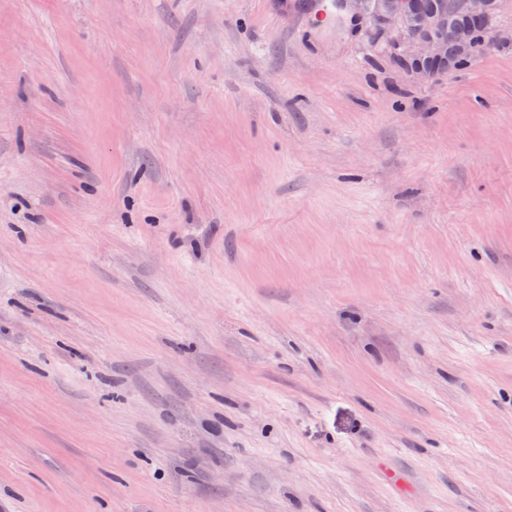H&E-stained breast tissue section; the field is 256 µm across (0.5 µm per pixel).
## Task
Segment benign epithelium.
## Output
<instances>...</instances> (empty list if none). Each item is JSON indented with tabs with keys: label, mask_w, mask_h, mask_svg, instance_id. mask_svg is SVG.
<instances>
[{
	"label": "benign epithelium",
	"mask_w": 512,
	"mask_h": 512,
	"mask_svg": "<svg viewBox=\"0 0 512 512\" xmlns=\"http://www.w3.org/2000/svg\"><path fill=\"white\" fill-rule=\"evenodd\" d=\"M354 19H368L390 37L389 47L402 71L412 82L432 81L454 70L459 63L475 59L472 23L488 25L494 45L512 43V28L492 26L499 0H437L429 11H409L391 0H340ZM456 56L448 57V44Z\"/></svg>",
	"instance_id": "obj_1"
}]
</instances>
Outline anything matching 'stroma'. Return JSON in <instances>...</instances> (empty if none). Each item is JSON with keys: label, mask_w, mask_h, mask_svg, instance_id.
I'll return each instance as SVG.
<instances>
[{"label": "stroma", "mask_w": 512, "mask_h": 512, "mask_svg": "<svg viewBox=\"0 0 512 512\" xmlns=\"http://www.w3.org/2000/svg\"><path fill=\"white\" fill-rule=\"evenodd\" d=\"M328 11L0 0V512H512V43Z\"/></svg>", "instance_id": "35a3bbf8"}]
</instances>
